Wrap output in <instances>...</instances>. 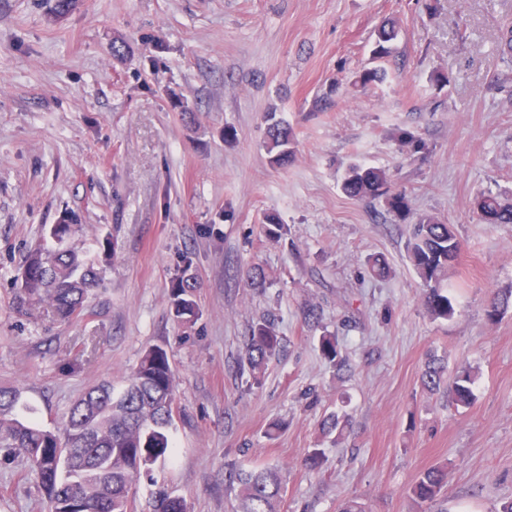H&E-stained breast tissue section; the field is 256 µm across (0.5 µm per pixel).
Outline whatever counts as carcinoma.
Wrapping results in <instances>:
<instances>
[{
  "label": "carcinoma",
  "instance_id": "carcinoma-1",
  "mask_svg": "<svg viewBox=\"0 0 512 512\" xmlns=\"http://www.w3.org/2000/svg\"><path fill=\"white\" fill-rule=\"evenodd\" d=\"M398 36L395 21L382 23L371 50L370 62L359 71L356 83L371 88L383 83L387 70L379 65L392 53ZM265 148L273 166H285L295 157V134L290 124L277 118V110L266 114ZM396 141L408 154L422 153L426 142L406 129L398 131ZM354 200H381L400 220L411 214L410 200L395 189L387 171L361 162L349 163L340 185ZM478 219L487 224H512V198L482 194L475 199ZM46 232L54 245L31 251L21 267L16 284L20 290L18 312L30 307L47 306L53 320L68 323L77 317L89 292L101 284L100 272L67 249L56 247L73 232L62 219L50 224ZM262 232L268 239L288 235V226L275 216L266 217ZM462 243L452 225L432 214H422L410 225L406 257L417 275L422 306L432 320H446L455 313L448 294V266L457 259ZM192 253L181 256L179 273L171 281V300L175 316L185 322L199 315L193 299L189 271ZM367 268L374 278L391 273L385 255L373 254ZM248 286L263 288L267 275L262 265L254 263L245 272ZM512 309V287L491 293L485 315L499 320ZM282 338L275 324L260 320L251 325L244 352L238 361L240 375L252 385L262 384L268 362L281 349ZM323 358L336 373L349 371L336 334L327 332L320 339ZM422 391L429 395L445 392L457 407L474 401L475 374L470 369L448 375L444 359L427 358L420 376ZM175 413V384L167 350L160 345L147 347L120 393L112 385L100 383L89 387L70 408L62 426L47 428L38 423L34 409L21 402L17 387L0 386V448L5 457L25 458L35 471L38 487L49 512H131L129 491L141 476L152 478V466L170 454L169 429ZM352 425V417L340 410L322 423V436L336 443ZM447 465L437 464L422 472L410 487L413 501L431 503L447 491ZM228 482L239 488L236 512H281L282 478L275 468L255 466L229 469ZM152 512H186L184 501L161 490L152 501Z\"/></svg>",
  "mask_w": 512,
  "mask_h": 512
}]
</instances>
